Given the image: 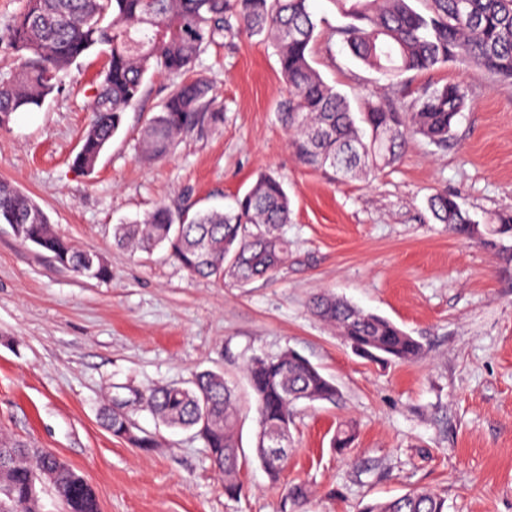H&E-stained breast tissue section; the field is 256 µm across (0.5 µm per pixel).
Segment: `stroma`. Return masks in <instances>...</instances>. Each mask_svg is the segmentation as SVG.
<instances>
[{"label": "stroma", "instance_id": "1", "mask_svg": "<svg viewBox=\"0 0 512 512\" xmlns=\"http://www.w3.org/2000/svg\"><path fill=\"white\" fill-rule=\"evenodd\" d=\"M312 9L326 21L313 65L352 109L377 89L404 111L425 87L465 85L447 147L418 136L397 163L347 180L305 164L278 116L288 90L274 49L242 34L225 35L196 68L223 124L163 160L138 150L177 82L154 73L94 170L75 166L105 64L94 52L41 108L0 128V180L110 270L77 275L0 223V434L59 455L93 488L100 512H281L284 486L299 482L309 494L296 512H357L416 487L445 494L448 512H512V255L460 239L428 209L445 189L478 221L512 210V82L451 63L388 86L333 36L343 20L331 0ZM269 172L291 200L281 228L288 259L270 278L232 286L190 274L165 249L113 243L114 225L156 204L226 210ZM324 292L392 321L424 354L410 363L358 356L312 313ZM288 349L333 379L339 396L297 404L276 485L255 458L256 413L243 411L244 491L228 497L204 440L156 420L138 394L205 369L242 386L248 359ZM107 404L127 416L130 437L102 425ZM347 421L357 435L342 453L331 440ZM145 435L153 447H137Z\"/></svg>", "mask_w": 512, "mask_h": 512}]
</instances>
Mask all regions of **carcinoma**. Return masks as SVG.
<instances>
[{"label":"carcinoma","mask_w":512,"mask_h":512,"mask_svg":"<svg viewBox=\"0 0 512 512\" xmlns=\"http://www.w3.org/2000/svg\"><path fill=\"white\" fill-rule=\"evenodd\" d=\"M311 0H24L11 26L13 68L0 80V127L13 114L43 105L59 75L95 47L105 56L103 80L91 107L74 165L91 170L122 125L123 113L144 92L151 70L185 75L201 55L237 30L269 40L288 87L281 120L292 132L291 147L307 164L330 168L341 179L375 173L396 162L408 140L421 136L445 147L467 91L460 83L429 86L411 110L400 112L380 97L364 100L355 117L345 96L312 66L322 21ZM417 11L411 0H332L346 23L334 30L353 56L395 84L408 72H426L457 62L474 64L512 80V0H425ZM224 121L211 84L196 76L178 83L143 130L139 152L146 161L170 154L180 139ZM436 221L458 236L512 251V212H494L475 223L456 198L437 191L428 199ZM290 198L283 181L262 174L231 212L160 205L141 220L119 224V245L150 253L159 246L188 272L242 286L275 273L287 258L280 235L288 223ZM19 224L20 240L52 253L62 267L87 278H104L108 267L91 248H78L56 234L47 216L27 194L0 181V223ZM316 316L369 360L411 362L424 345L392 321L333 294L312 301ZM253 395L258 434L277 435L293 424L300 401L336 400L338 388L319 369L292 352L253 357L245 365ZM140 398L172 427L194 429L210 460L224 476V492L242 489L237 444L239 397L224 374L204 371L192 386H158ZM105 427L116 437L130 434L119 410L105 407ZM355 427L339 426L332 447H351ZM47 484L65 512H100L95 492L56 453L0 438V512H42L37 485ZM438 491L415 488L388 500L365 504L358 512H447Z\"/></svg>","instance_id":"cac0c4a2"}]
</instances>
